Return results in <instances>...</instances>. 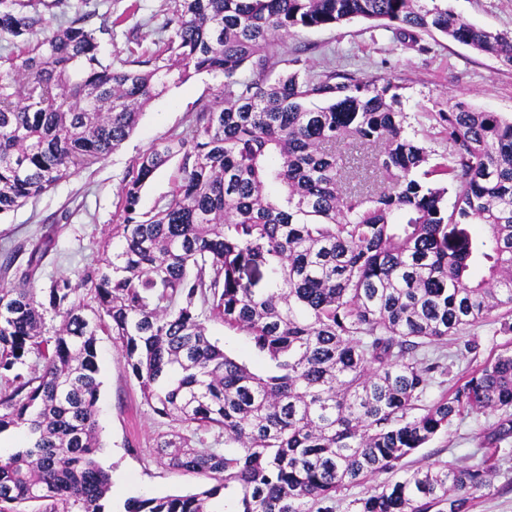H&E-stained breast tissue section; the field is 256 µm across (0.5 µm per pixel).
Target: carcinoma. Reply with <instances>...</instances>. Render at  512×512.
I'll list each match as a JSON object with an SVG mask.
<instances>
[{
	"instance_id": "obj_1",
	"label": "carcinoma",
	"mask_w": 512,
	"mask_h": 512,
	"mask_svg": "<svg viewBox=\"0 0 512 512\" xmlns=\"http://www.w3.org/2000/svg\"><path fill=\"white\" fill-rule=\"evenodd\" d=\"M52 7L0 0V217L106 159L167 81L222 75L224 96L134 159L116 205L120 244L76 277L36 287L50 234L16 282L21 247L3 248L0 434L25 441L0 455V512L46 501L105 512L102 330L152 411L180 425L158 434L164 465L215 481L129 499L124 512H208L221 493L230 512H334L342 491L364 485L350 512H469L494 465L407 458L466 411L500 413L487 443L512 437L509 345L428 398L448 375V338L500 309V332L512 333V117L448 106V158L432 165L391 85L298 71L272 81L268 68L284 37L356 17L412 41L439 32L510 67L512 36L448 0H170V35L116 67L100 56L114 22L90 28L79 9L53 27ZM347 140L363 150L352 162L336 152ZM172 160L170 198L143 210L144 188ZM249 270L266 273V288L244 281ZM48 315L60 319L52 331ZM212 318L245 336L261 371L212 342ZM32 353L42 369L27 377ZM201 430L224 448L197 449Z\"/></svg>"
}]
</instances>
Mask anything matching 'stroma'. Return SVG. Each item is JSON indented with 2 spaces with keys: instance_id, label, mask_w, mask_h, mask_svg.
<instances>
[{
  "instance_id": "obj_1",
  "label": "stroma",
  "mask_w": 512,
  "mask_h": 512,
  "mask_svg": "<svg viewBox=\"0 0 512 512\" xmlns=\"http://www.w3.org/2000/svg\"><path fill=\"white\" fill-rule=\"evenodd\" d=\"M448 6L472 24L512 34V0H448ZM167 8V0H90L93 16L89 24L99 25L105 15L116 19L103 54L117 62L155 50L164 35ZM295 69L330 74L338 83L361 80L391 86L409 132L437 154L446 153L448 143L435 115L447 110L449 97L481 110L512 115V67L438 33L421 32L416 40H404L382 22L362 18L305 29L280 40L279 54L270 66L275 77ZM223 89V76L205 72L170 85L145 108L137 129L122 147L90 170L61 181L1 217L0 247L53 232L55 246L41 268L38 286H48L61 276H77L112 240L118 194L132 161L157 139L186 132L202 104ZM471 339L478 343L477 353H462L464 342ZM509 342L512 333H501L493 318L461 330L451 345L456 352L451 378L467 374ZM97 351L101 448L96 461L111 476L109 512H121L131 497L180 495L204 485V478L179 475L161 464L155 441L174 425L147 405L107 333H99ZM497 420L491 412L455 419L409 462L416 467L434 462L475 464L486 453L483 435ZM494 460L498 474L490 486L477 491L470 512H512V439L499 444Z\"/></svg>"
}]
</instances>
